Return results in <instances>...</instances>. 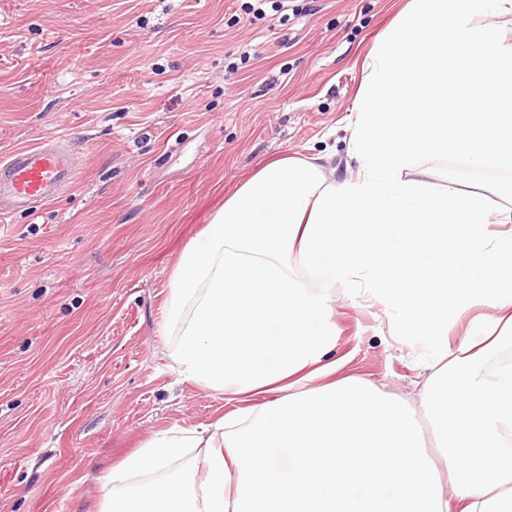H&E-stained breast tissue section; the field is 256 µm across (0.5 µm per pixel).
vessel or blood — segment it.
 <instances>
[{
	"label": "vessel or blood",
	"instance_id": "obj_1",
	"mask_svg": "<svg viewBox=\"0 0 512 512\" xmlns=\"http://www.w3.org/2000/svg\"><path fill=\"white\" fill-rule=\"evenodd\" d=\"M80 163L65 139L40 140L0 160V203L9 210L36 212L57 200L77 179Z\"/></svg>",
	"mask_w": 512,
	"mask_h": 512
}]
</instances>
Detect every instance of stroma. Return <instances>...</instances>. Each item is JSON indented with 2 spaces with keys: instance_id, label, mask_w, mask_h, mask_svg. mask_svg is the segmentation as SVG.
<instances>
[{
  "instance_id": "obj_1",
  "label": "stroma",
  "mask_w": 512,
  "mask_h": 512,
  "mask_svg": "<svg viewBox=\"0 0 512 512\" xmlns=\"http://www.w3.org/2000/svg\"><path fill=\"white\" fill-rule=\"evenodd\" d=\"M404 0H0V158L61 137L80 178L0 216V512H99L153 434L237 405L183 380L166 322L186 247L249 174L320 156L349 174L363 59ZM440 187L512 173L415 155ZM336 378L420 405L428 352L333 288Z\"/></svg>"
}]
</instances>
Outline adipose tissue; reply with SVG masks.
Here are the masks:
<instances>
[{"mask_svg":"<svg viewBox=\"0 0 512 512\" xmlns=\"http://www.w3.org/2000/svg\"><path fill=\"white\" fill-rule=\"evenodd\" d=\"M503 15L512 0H409L364 61L355 176L284 156L225 197L173 273L168 321L185 378L241 407L151 438L105 477L101 512H512V364L483 371L512 345V185L496 205L403 176L414 155L451 150L512 172ZM339 283L431 351L434 450L407 403L333 380ZM187 448L205 451L196 473L171 470Z\"/></svg>","mask_w":512,"mask_h":512,"instance_id":"adipose-tissue-1","label":"adipose tissue"}]
</instances>
